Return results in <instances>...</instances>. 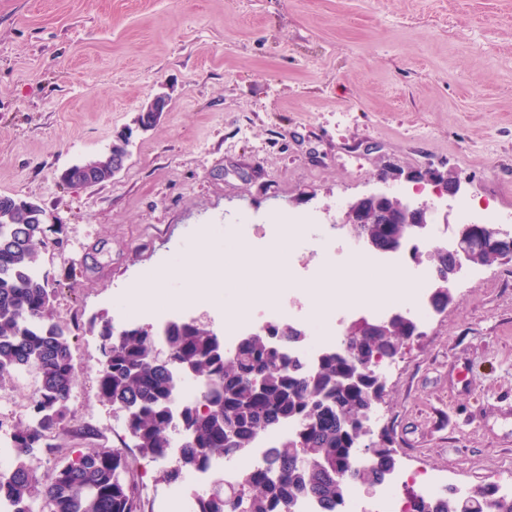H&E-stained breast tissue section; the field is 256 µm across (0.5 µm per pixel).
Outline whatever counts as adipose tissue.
<instances>
[{
    "label": "adipose tissue",
    "mask_w": 512,
    "mask_h": 512,
    "mask_svg": "<svg viewBox=\"0 0 512 512\" xmlns=\"http://www.w3.org/2000/svg\"><path fill=\"white\" fill-rule=\"evenodd\" d=\"M237 251L249 255L246 244H239ZM249 257L252 266L264 272L279 287H292L293 257L286 248L279 245L271 253ZM363 266L362 259L352 258L338 269L336 276L344 284L337 296L338 302L380 304L410 300L414 284L402 273L395 270L371 278L363 273ZM173 278L184 279L182 293L170 294L165 291V281ZM231 285L235 286L240 303H247L253 293L252 283L239 281L230 262L203 245L181 264L158 270L139 281L129 293L128 311L133 314L140 307L155 303L214 304L220 301L223 288Z\"/></svg>",
    "instance_id": "1"
}]
</instances>
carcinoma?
Wrapping results in <instances>:
<instances>
[{
    "label": "carcinoma",
    "instance_id": "obj_1",
    "mask_svg": "<svg viewBox=\"0 0 512 512\" xmlns=\"http://www.w3.org/2000/svg\"><path fill=\"white\" fill-rule=\"evenodd\" d=\"M126 132L117 134L108 153L88 160L109 180L112 158L127 154ZM45 212L22 198L0 196V381L31 369L37 388L25 417L11 434L14 467L0 473V497L16 512H142L128 455L98 448L56 464L41 477L35 462L54 455L56 436L99 435L74 423L75 385L72 331L56 320L58 289L42 271L47 245ZM104 364L99 398L121 412L140 455L167 457L175 432L173 376L184 374L204 384L201 397L180 410L183 430L176 463L162 479L178 483L212 458L242 457L257 436L285 424L289 437L270 452L263 468H241L222 488L200 493L193 512H296L307 497L319 512H343L350 489L382 484L396 467L394 450L373 448L360 467L352 455L362 446L364 421L384 396L376 367L403 354L415 337L414 321L401 313L372 330L352 321L334 349L309 366L288 350L303 343L304 331L271 323L242 336L232 351L224 338L194 319L173 322L164 343L168 358L157 361L151 325L122 330L112 320L99 323ZM411 512H512V499L496 496L492 485L457 496L410 499Z\"/></svg>",
    "mask_w": 512,
    "mask_h": 512
}]
</instances>
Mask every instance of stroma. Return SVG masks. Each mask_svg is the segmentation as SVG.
<instances>
[{
  "instance_id": "1",
  "label": "stroma",
  "mask_w": 512,
  "mask_h": 512,
  "mask_svg": "<svg viewBox=\"0 0 512 512\" xmlns=\"http://www.w3.org/2000/svg\"><path fill=\"white\" fill-rule=\"evenodd\" d=\"M122 170L83 189L61 173L106 153L153 97ZM456 176L512 225V0H0V195L38 203L64 245L41 264L75 329L78 423L120 448L98 397L92 320H126L150 269L200 236L287 216L340 223L349 203L420 187L437 222L455 200L414 175ZM453 301L390 364L374 431L389 429L401 499L512 480V261L468 267ZM94 442L67 434L59 457ZM143 512H171L162 468L136 460Z\"/></svg>"
}]
</instances>
